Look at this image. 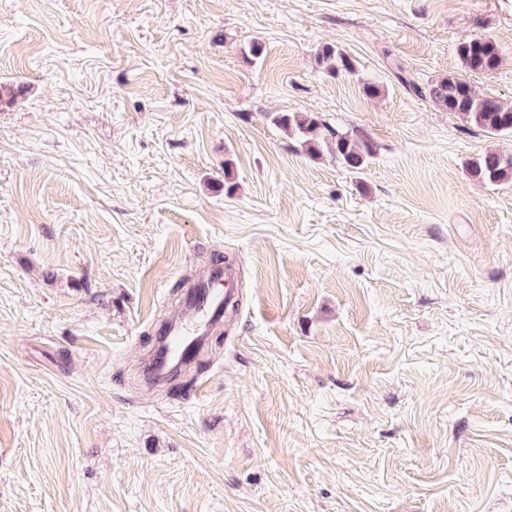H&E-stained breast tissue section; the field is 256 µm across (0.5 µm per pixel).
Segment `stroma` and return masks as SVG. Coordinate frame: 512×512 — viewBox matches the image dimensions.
<instances>
[{
	"label": "stroma",
	"instance_id": "35a3bbf8",
	"mask_svg": "<svg viewBox=\"0 0 512 512\" xmlns=\"http://www.w3.org/2000/svg\"><path fill=\"white\" fill-rule=\"evenodd\" d=\"M449 75L512 101V0H0V512H512V184L465 168L512 137L410 88ZM216 260L233 310L150 384ZM456 52L463 68L471 73L491 72L501 63L498 43L486 35L471 36L459 42ZM319 64L330 74L352 73L354 62L343 50L334 46H326L318 56ZM272 120L274 124L303 139L310 154L320 153L321 145L325 143L336 161L350 170H361L373 154L372 146L366 139L357 134L335 131L312 115L280 113Z\"/></svg>",
	"mask_w": 512,
	"mask_h": 512
}]
</instances>
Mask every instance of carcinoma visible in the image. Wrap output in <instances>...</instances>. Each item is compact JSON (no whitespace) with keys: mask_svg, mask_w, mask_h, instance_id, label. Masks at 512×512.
Returning a JSON list of instances; mask_svg holds the SVG:
<instances>
[{"mask_svg":"<svg viewBox=\"0 0 512 512\" xmlns=\"http://www.w3.org/2000/svg\"><path fill=\"white\" fill-rule=\"evenodd\" d=\"M456 52L463 68L471 73L491 72L501 63L498 43L486 35L471 36L459 42ZM318 60L332 75L354 71L350 56L334 46L324 47ZM416 91L477 129L492 135L512 136V103L478 96L461 77L449 75L424 88L418 87ZM273 122L303 139L311 154L320 152L321 145H328L336 161L353 171L362 169L373 154L366 139L357 134L338 132L306 113H280L273 117ZM467 171L482 184L512 182V153L486 151L467 163Z\"/></svg>","mask_w":512,"mask_h":512,"instance_id":"carcinoma-1","label":"carcinoma"}]
</instances>
